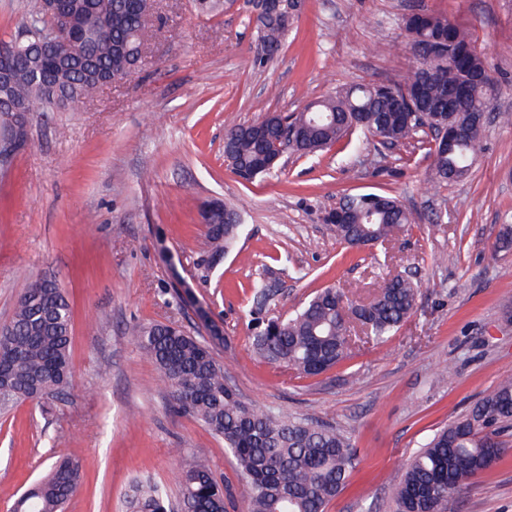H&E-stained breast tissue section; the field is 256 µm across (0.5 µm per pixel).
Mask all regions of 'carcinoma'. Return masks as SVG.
Instances as JSON below:
<instances>
[{"label":"carcinoma","instance_id":"obj_1","mask_svg":"<svg viewBox=\"0 0 512 512\" xmlns=\"http://www.w3.org/2000/svg\"><path fill=\"white\" fill-rule=\"evenodd\" d=\"M225 0H193L201 15L224 10ZM90 25L106 34L90 43L86 60L56 63L57 49L36 42L53 27L54 19L35 6L25 32L26 50L12 60L11 84L0 88V134L12 129V114L3 108L7 97L23 104L25 115L45 111V88L34 80V69L56 86L60 105L71 106L94 97L106 76L120 82L139 67V39L158 26L160 16L135 10L130 0H93ZM259 50H279L288 31L283 14L267 10L257 16ZM416 65L379 94L373 84L343 88L316 100V107L290 115L272 114L251 123L235 124L224 133V157L234 173H270L264 165L270 151L283 145V130L292 133L288 148L311 154L360 130L397 146L417 140L432 156L434 179L445 185L464 176L482 149L481 134L469 132L473 112L498 94L484 55L470 33L451 19L417 12L404 19ZM451 120L462 131L455 144L443 148L436 138L418 140L425 130ZM199 249L207 268L237 243L242 216L221 203L210 210ZM336 239L356 249L391 240L413 214L393 196L375 193L349 197L344 222H330ZM249 313L261 314L276 305L278 293L267 287L264 274L250 285ZM419 294L412 279L391 277L362 303L353 293L326 287L289 315L261 321L252 336L255 354L299 378L317 377L349 357L355 343L386 342L414 312ZM16 302L12 334L0 337V364L11 374L15 391L0 394V411L8 413L22 401L58 399L70 386L72 310L64 289L41 287L32 280ZM131 336L158 368L170 389L173 409L205 426L224 440L247 489V512H325L345 489L356 451L336 426L309 417L275 414L243 401L229 382L211 348L173 325H139ZM512 425V373H504L493 389L462 417L440 429L407 464L403 479L390 492L393 512H448V498L462 484L497 464L508 442L498 438ZM81 462L59 459L51 473L20 496L14 512H62L80 485ZM181 496L172 503L166 490L148 478L132 481L127 512H229L230 495L210 465L196 457L179 467Z\"/></svg>","mask_w":512,"mask_h":512}]
</instances>
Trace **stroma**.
I'll return each instance as SVG.
<instances>
[{
    "mask_svg": "<svg viewBox=\"0 0 512 512\" xmlns=\"http://www.w3.org/2000/svg\"><path fill=\"white\" fill-rule=\"evenodd\" d=\"M159 7L164 23L146 36L140 68L79 109L31 115L26 147L0 169V324L43 275L66 290L73 313L66 394L0 415V512L66 456L84 472L66 512H125L141 473L178 500L177 448L206 456L245 512L223 440L172 409L129 336L173 323L209 338L200 306L225 336L212 348L245 401L332 422L350 438L354 466L327 512H391L390 491L421 443L512 372V251H492L512 224V0H300L270 58L258 51L252 0L214 16L192 0ZM420 11L465 27L499 86L468 177L436 185L427 151L359 131L313 156L284 152L252 181L235 176L225 128L399 81L415 64L402 20ZM364 193L397 197L416 223L384 248L340 244L323 216ZM215 199L241 213L244 230L206 271L201 209ZM267 268L284 288L280 314L330 285L368 297L397 272L418 283L417 307L388 342L297 379L252 351L250 284ZM448 512H512V453L449 498Z\"/></svg>",
    "mask_w": 512,
    "mask_h": 512,
    "instance_id": "obj_1",
    "label": "stroma"
}]
</instances>
